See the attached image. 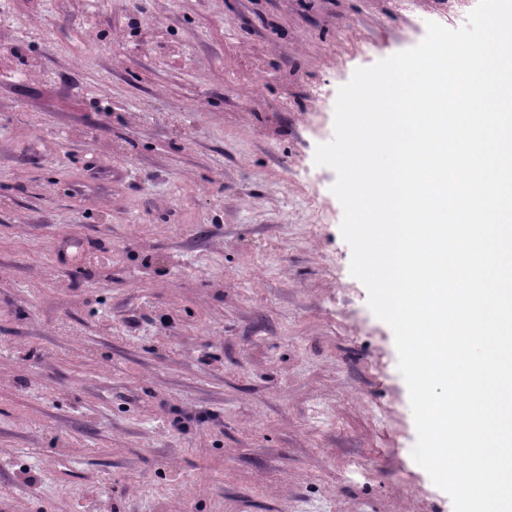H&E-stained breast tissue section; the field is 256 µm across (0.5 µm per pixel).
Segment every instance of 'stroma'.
Here are the masks:
<instances>
[{
    "label": "stroma",
    "mask_w": 512,
    "mask_h": 512,
    "mask_svg": "<svg viewBox=\"0 0 512 512\" xmlns=\"http://www.w3.org/2000/svg\"><path fill=\"white\" fill-rule=\"evenodd\" d=\"M471 10L0 0V512H453L314 155Z\"/></svg>",
    "instance_id": "obj_1"
}]
</instances>
